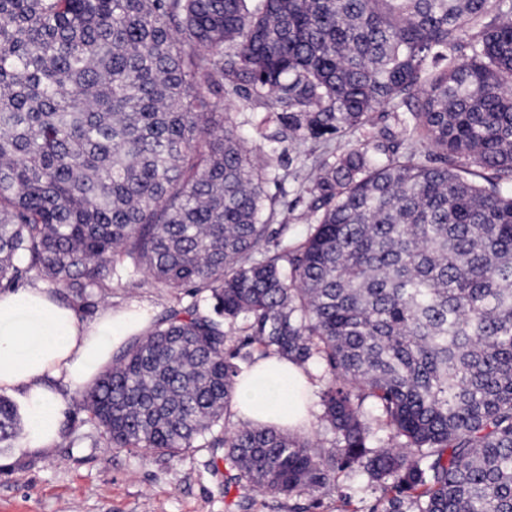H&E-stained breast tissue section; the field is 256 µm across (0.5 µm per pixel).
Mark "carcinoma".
<instances>
[{
  "instance_id": "cac0c4a2",
  "label": "carcinoma",
  "mask_w": 512,
  "mask_h": 512,
  "mask_svg": "<svg viewBox=\"0 0 512 512\" xmlns=\"http://www.w3.org/2000/svg\"><path fill=\"white\" fill-rule=\"evenodd\" d=\"M233 94L285 138L387 107L399 131L318 161L293 241ZM130 270L193 301L83 395L111 447L222 448L261 495L361 474L383 512H512V0H0V288L86 310ZM271 354L324 382L330 447L226 428ZM23 427L0 396V445Z\"/></svg>"
}]
</instances>
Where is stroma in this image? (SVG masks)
I'll return each instance as SVG.
<instances>
[{
	"mask_svg": "<svg viewBox=\"0 0 512 512\" xmlns=\"http://www.w3.org/2000/svg\"><path fill=\"white\" fill-rule=\"evenodd\" d=\"M224 108L260 150L267 202L276 210L274 224L291 225L294 236H301L314 219L303 186L315 173L322 142H270V134L282 125L265 101L232 97ZM136 278L141 282L137 288L113 281L97 306L83 311V319L134 304L158 316L176 304L175 294L145 273ZM82 399V393L72 395L68 434L52 452L27 455L0 447V512H341L339 495L351 491L362 512L379 505L378 494L356 475L340 478L338 492L331 494L264 496L226 487L224 469L210 465L206 448L169 457L142 448L107 447L99 431L85 424Z\"/></svg>",
	"mask_w": 512,
	"mask_h": 512,
	"instance_id": "1",
	"label": "stroma"
}]
</instances>
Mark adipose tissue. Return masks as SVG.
Segmentation results:
<instances>
[{
    "label": "adipose tissue",
    "mask_w": 512,
    "mask_h": 512,
    "mask_svg": "<svg viewBox=\"0 0 512 512\" xmlns=\"http://www.w3.org/2000/svg\"><path fill=\"white\" fill-rule=\"evenodd\" d=\"M139 307L106 310L94 321L60 303L42 287L0 290V389L21 397L29 428L22 452H46L59 441L70 392L84 388L112 361L114 351L145 332ZM315 381L302 368L273 355L258 360L235 384L238 421L309 429Z\"/></svg>",
    "instance_id": "1"
}]
</instances>
